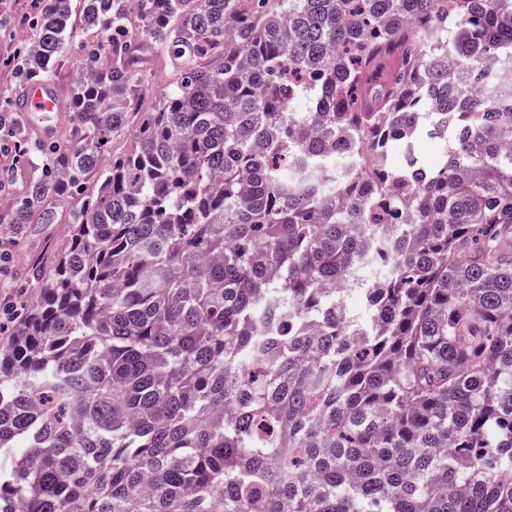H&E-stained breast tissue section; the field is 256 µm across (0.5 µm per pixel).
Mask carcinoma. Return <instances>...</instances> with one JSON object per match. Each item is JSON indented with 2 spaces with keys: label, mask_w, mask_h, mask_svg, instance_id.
Wrapping results in <instances>:
<instances>
[{
  "label": "carcinoma",
  "mask_w": 512,
  "mask_h": 512,
  "mask_svg": "<svg viewBox=\"0 0 512 512\" xmlns=\"http://www.w3.org/2000/svg\"><path fill=\"white\" fill-rule=\"evenodd\" d=\"M76 9L0 512H512V0H45L21 82ZM73 21L71 57L64 56V60L57 65L52 77L48 78L63 92L65 100L67 99V88L76 74L75 63L79 54V46L85 40L84 29L78 13L74 16ZM147 69L150 73L149 90L142 95L138 104V112H134L130 116L128 125L122 132H118L112 137L111 151L116 156L122 155L128 150L131 133L137 127V124L140 123L143 113L153 111L160 93L170 83V70L163 61L155 60L154 56H152L149 59Z\"/></svg>",
  "instance_id": "carcinoma-1"
}]
</instances>
